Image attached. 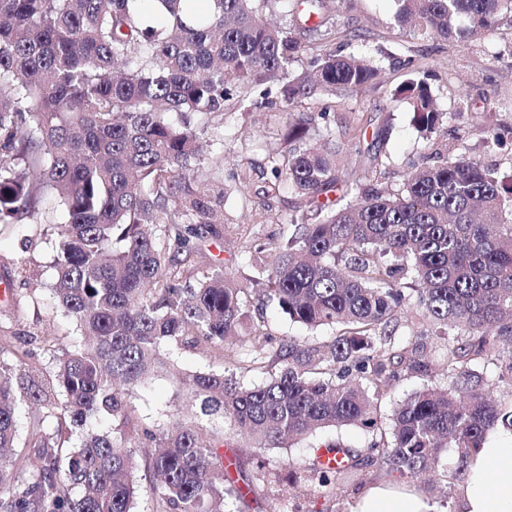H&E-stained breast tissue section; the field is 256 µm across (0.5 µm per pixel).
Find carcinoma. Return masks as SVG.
Instances as JSON below:
<instances>
[{
	"label": "carcinoma",
	"mask_w": 512,
	"mask_h": 512,
	"mask_svg": "<svg viewBox=\"0 0 512 512\" xmlns=\"http://www.w3.org/2000/svg\"><path fill=\"white\" fill-rule=\"evenodd\" d=\"M0 0V223L30 218L43 192L66 215L56 226L53 295L82 341L55 357L42 383L27 364L0 358V512H133L137 445L86 432L91 419L130 424L126 397L161 363L164 347H219L221 373L181 379L185 406L227 419L249 447L286 448L318 430L359 426L381 475L412 479L439 470L457 449V474L497 426L512 430V408L488 395L472 369L500 362L512 381V178L466 153L422 164L402 189L376 187L364 168L344 172L326 127L293 125L304 148L272 155L268 198L282 184L315 206L288 218L286 244H248L265 262L266 291L288 317L329 327L324 343L290 337L269 356L254 347L269 334L241 331L245 291L215 266L196 282L180 279L176 253L190 239L224 238V213L205 183L193 188L205 127L192 116L273 104L262 85L288 80V100L357 91L377 60L325 54L315 80L292 75L297 32L330 34L326 0ZM396 21L412 40L468 38L512 20V0H396ZM291 6L293 25L267 20ZM412 122L429 140L447 115L430 85L399 89ZM182 122L175 125L170 114ZM339 193L346 203L320 202ZM404 321L408 334L395 339ZM454 332L448 388L412 393L378 421L377 401L404 375L429 374L428 338ZM275 368L260 386L229 369ZM48 414L34 420L35 468L13 452L21 402ZM82 435L80 446L71 436ZM157 477L155 512H226V495L247 506L265 475L239 487L206 428L185 422L148 433ZM312 472L336 484L360 469L335 442Z\"/></svg>",
	"instance_id": "1"
}]
</instances>
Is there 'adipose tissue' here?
I'll list each match as a JSON object with an SVG mask.
<instances>
[{
  "instance_id": "obj_1",
  "label": "adipose tissue",
  "mask_w": 512,
  "mask_h": 512,
  "mask_svg": "<svg viewBox=\"0 0 512 512\" xmlns=\"http://www.w3.org/2000/svg\"><path fill=\"white\" fill-rule=\"evenodd\" d=\"M357 512H430L422 494L391 484L369 487ZM460 512H512V431L498 427L473 453L461 487Z\"/></svg>"
}]
</instances>
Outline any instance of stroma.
Returning a JSON list of instances; mask_svg holds the SVG:
<instances>
[{
  "mask_svg": "<svg viewBox=\"0 0 512 512\" xmlns=\"http://www.w3.org/2000/svg\"><path fill=\"white\" fill-rule=\"evenodd\" d=\"M394 0H340L336 6L334 37L324 41L303 38V51L293 66L294 74L310 72L315 56L332 51L379 58L382 71L371 84L356 92L340 91L317 95L288 104L281 83L271 86L273 107L246 112L227 109L223 115L206 121L208 148L204 155V173H219L224 181L222 240H191L181 252V267L188 280L196 281L209 267L223 266L225 273L246 288L245 326L266 328L274 345L289 337L313 342L330 338L327 328L307 329L284 314L261 293L251 291L250 281L257 277L253 256L244 248L253 238L279 240L288 236V217L305 204L288 187H281L268 206L245 204L233 176L246 173L253 191H261L270 177L267 157L301 149V142L287 141L286 114L299 112L303 119L318 118L327 112L336 161L349 168L380 156L377 183L390 190L400 189L412 166L422 164L429 153L447 150L475 155L500 174L512 173V64L498 57L499 49L512 45V23L503 22L491 36L468 41H410L395 21ZM427 79L441 112L447 120L432 140L419 138L412 125L410 107L398 90L409 79ZM487 126L498 136L497 142L484 141L478 126ZM64 214L55 197H40L36 218L13 224H0V282L9 293L0 299V326L7 328L11 342L7 361L23 358L29 367L51 372L53 357L59 348L80 340L73 320L58 307L50 289L54 272L50 255L53 225L63 222ZM448 339L432 342L433 365L429 376L409 375L398 381L379 401L382 418L414 391L425 387L444 388L448 372L443 366ZM165 365L151 375L128 399L134 436L158 431L176 418L185 417V396L178 376L192 372H219L224 360L215 349L203 345L167 346ZM88 429L112 431L123 435L126 429L113 423L89 421ZM221 454L236 462L244 474L265 469L269 480L249 496L247 512H356V502L365 489L378 483L374 466L365 464L354 481L336 486H321L310 472L318 445L324 440L339 442L359 458L369 455V435L361 427L328 428L294 442L287 448H247L231 427L216 429ZM445 465L438 477L448 484V500L440 502L427 483L417 480L413 486L429 502L431 512H460L461 482L454 476L458 456L454 450L444 453Z\"/></svg>",
  "mask_w": 512,
  "mask_h": 512,
  "instance_id": "1",
  "label": "stroma"
}]
</instances>
